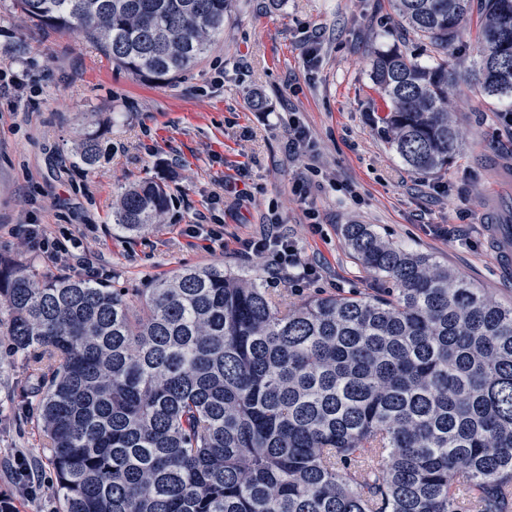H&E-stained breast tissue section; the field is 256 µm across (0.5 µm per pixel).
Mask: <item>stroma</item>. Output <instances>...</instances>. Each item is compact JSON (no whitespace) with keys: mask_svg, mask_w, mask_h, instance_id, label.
<instances>
[{"mask_svg":"<svg viewBox=\"0 0 512 512\" xmlns=\"http://www.w3.org/2000/svg\"><path fill=\"white\" fill-rule=\"evenodd\" d=\"M389 46L420 61L430 54L392 0H232L223 37L192 71L156 86L117 68L82 33L37 25L13 0H0V52L9 47L30 62L11 101L0 103V261L62 275L16 233L29 221L99 253L103 280L115 288H148L186 265L261 274L264 261L239 255L238 242L275 224L317 267L300 286L293 270L283 274L289 298L303 299L379 287L343 236L345 225L370 224L493 300L512 302V279L501 274L489 235L490 224L512 221L504 106L459 83L451 103L460 153L438 173L412 170L388 144L386 103L370 76L374 49ZM257 91L260 111L251 106ZM295 124L307 133L301 152L288 147ZM90 133L102 157L88 169L76 152ZM145 179L164 182L171 197L162 223L137 237L116 234L122 191ZM235 180L250 193L237 208L222 199ZM309 207L318 229L308 225ZM201 217L223 227V244L186 235ZM32 382L17 360L0 374V495L16 512H58L51 486L29 496L15 477L19 454L52 475L47 440L20 401Z\"/></svg>","mask_w":512,"mask_h":512,"instance_id":"obj_1","label":"stroma"}]
</instances>
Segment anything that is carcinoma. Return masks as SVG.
Wrapping results in <instances>:
<instances>
[{
	"instance_id": "1",
	"label": "carcinoma",
	"mask_w": 512,
	"mask_h": 512,
	"mask_svg": "<svg viewBox=\"0 0 512 512\" xmlns=\"http://www.w3.org/2000/svg\"><path fill=\"white\" fill-rule=\"evenodd\" d=\"M433 53L375 52L389 143L413 170L460 152L454 44L473 0H393ZM83 31L129 75L169 84L224 34L230 0H16ZM474 76L512 111V0H484ZM79 163L100 157L92 133ZM170 197L122 194L138 236ZM384 287L298 301L195 266L141 290L0 264V336L36 383L60 512H512V304L348 224Z\"/></svg>"
}]
</instances>
